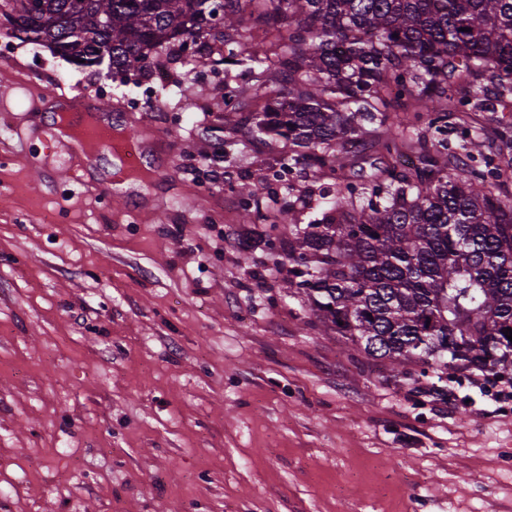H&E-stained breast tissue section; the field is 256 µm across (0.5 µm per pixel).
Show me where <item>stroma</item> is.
<instances>
[{
  "label": "stroma",
  "instance_id": "1",
  "mask_svg": "<svg viewBox=\"0 0 512 512\" xmlns=\"http://www.w3.org/2000/svg\"><path fill=\"white\" fill-rule=\"evenodd\" d=\"M153 62L112 88L163 168L129 209L97 191L109 154L50 149L40 96L97 97L105 67L0 53V512H512V397L463 371L439 400L345 351L241 219L287 146L242 127L224 156L223 66ZM245 180L247 181L239 185L238 192L242 197L243 223L250 224L253 213L256 217H266L260 211L259 194L266 190L268 199L277 203L278 191L269 186L267 176L262 172L250 174Z\"/></svg>",
  "mask_w": 512,
  "mask_h": 512
}]
</instances>
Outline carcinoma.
Returning <instances> with one entry per match:
<instances>
[{"mask_svg":"<svg viewBox=\"0 0 512 512\" xmlns=\"http://www.w3.org/2000/svg\"><path fill=\"white\" fill-rule=\"evenodd\" d=\"M46 2L39 13L0 0V25L79 67L100 66L106 47L114 80L188 40L186 64L209 58L249 77L263 109L240 117L250 89L229 91L216 104L224 129L251 123L288 143L282 167L334 179L321 218L300 224L283 206L263 237L324 330L441 400L450 372L512 375V203L492 190L500 168L482 152L485 128L459 144L448 135V113L468 105L450 80L512 97V0H220V30L207 0ZM370 132L378 158L356 184L336 157ZM238 192L245 224L262 216L259 194L278 202L261 172ZM285 217L286 247L274 234Z\"/></svg>","mask_w":512,"mask_h":512,"instance_id":"obj_1","label":"carcinoma"}]
</instances>
